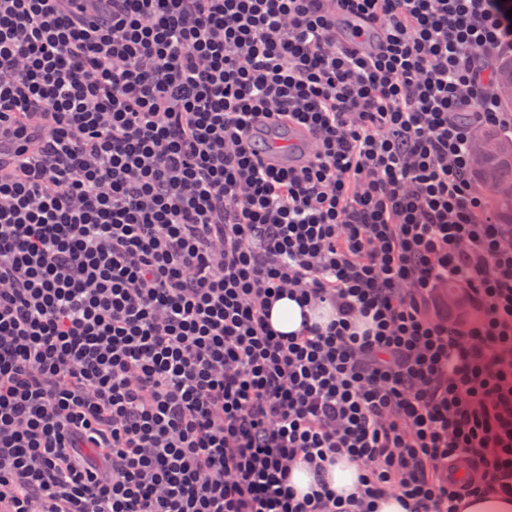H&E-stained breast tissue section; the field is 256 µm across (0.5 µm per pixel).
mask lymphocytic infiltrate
I'll return each instance as SVG.
<instances>
[{"mask_svg": "<svg viewBox=\"0 0 512 512\" xmlns=\"http://www.w3.org/2000/svg\"><path fill=\"white\" fill-rule=\"evenodd\" d=\"M331 1L377 54L337 47ZM510 9L0 0V127L47 119L0 168V512L512 495V224L471 175L479 129L512 133ZM292 124L312 159L265 166L254 130ZM283 296L294 335L269 322ZM271 322L273 327L280 332H295L302 323V309L296 301L284 297L274 303ZM359 465L348 457H342L325 473V479L337 493L346 495L354 491L357 484Z\"/></svg>", "mask_w": 512, "mask_h": 512, "instance_id": "f902f5d3", "label": "lymphocytic infiltrate"}]
</instances>
